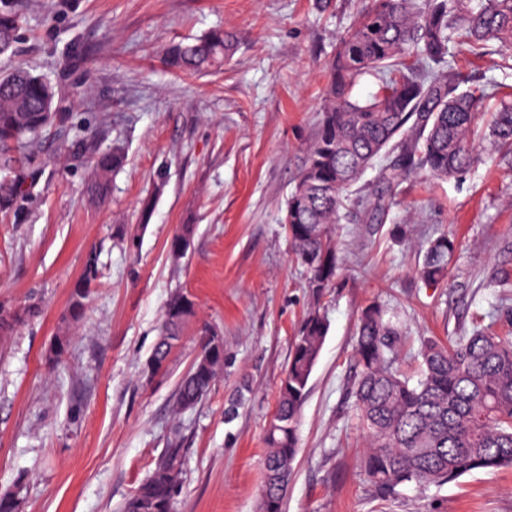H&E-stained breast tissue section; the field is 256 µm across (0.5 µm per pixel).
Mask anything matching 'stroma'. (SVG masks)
<instances>
[{"label":"stroma","mask_w":512,"mask_h":512,"mask_svg":"<svg viewBox=\"0 0 512 512\" xmlns=\"http://www.w3.org/2000/svg\"><path fill=\"white\" fill-rule=\"evenodd\" d=\"M362 0H28L16 52L46 76L71 119L49 128L33 167V202L0 214V307L41 314L0 335V494L18 512H123L170 439L181 437L174 512H258L265 434L302 320L320 304L329 331L310 379L283 512H512V468L400 488L383 499L360 469L352 361L359 311L373 302L403 331L407 371L421 341L481 327L512 333V167L489 163L443 181H404L388 213L335 228L334 286L314 300L281 222L306 146L318 134L325 62ZM234 41L221 70H169L167 48L213 30ZM499 57L455 50L453 72L512 95ZM121 145L106 202L89 199L88 161ZM145 224L131 249L115 225ZM192 224V249L170 243ZM459 248L448 278L418 270L441 234ZM103 269L56 361L46 356L80 278ZM197 308L166 370L144 369L171 294ZM224 363L198 406L181 411L180 377L202 327Z\"/></svg>","instance_id":"1"}]
</instances>
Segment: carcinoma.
I'll return each instance as SVG.
<instances>
[{
    "label": "carcinoma",
    "instance_id": "obj_1",
    "mask_svg": "<svg viewBox=\"0 0 512 512\" xmlns=\"http://www.w3.org/2000/svg\"><path fill=\"white\" fill-rule=\"evenodd\" d=\"M23 0H0V55L18 38ZM502 50L499 68L512 70V0H368L338 37L327 63L328 83L318 136L307 146L298 180L285 202L283 224L308 287L320 297L333 281L320 279L321 267L336 268L333 228L363 207L384 212L401 182L414 174L453 177L480 161L489 142L499 162L512 165V97L499 100L479 124L489 93L459 90L463 80L448 74L450 49L484 55L490 44ZM232 43L211 33L167 52L166 64L181 72L206 74L224 66ZM370 74L377 89L366 100L352 95ZM44 77L18 66L0 73V213L18 214L32 202L26 164L42 131L64 126L70 114ZM384 156L390 162L378 165ZM124 159L114 146L98 154L87 183L98 201L111 193L112 173ZM378 168L373 190L354 186ZM457 249L441 235L429 242L419 274L437 286ZM102 250L90 249L67 312L51 340L47 357L66 350L71 328L100 275ZM39 313L32 304L0 308V334L7 335ZM195 314V303L179 290L168 300L147 371H165L167 356ZM328 332L316 306L304 318L288 361V381L266 435L264 485L259 512H282L288 476L298 448V424L309 381ZM199 353L178 385L182 409L198 405L210 392L224 362V343L202 331ZM398 321L379 304L363 307L357 318L353 361L358 369L352 391L357 420L367 437L361 466L378 492L390 498L406 483L428 487L450 483L475 470L512 467V336L476 329L453 344L425 339L417 375L401 368ZM181 471V448L173 443L124 505V512H172Z\"/></svg>",
    "mask_w": 512,
    "mask_h": 512
}]
</instances>
